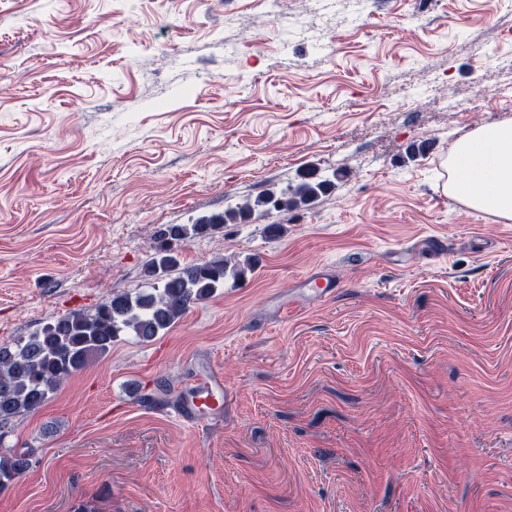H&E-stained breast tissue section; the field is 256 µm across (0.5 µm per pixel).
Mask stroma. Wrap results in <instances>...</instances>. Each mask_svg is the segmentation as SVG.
Instances as JSON below:
<instances>
[{"instance_id":"35a3bbf8","label":"stroma","mask_w":512,"mask_h":512,"mask_svg":"<svg viewBox=\"0 0 512 512\" xmlns=\"http://www.w3.org/2000/svg\"><path fill=\"white\" fill-rule=\"evenodd\" d=\"M352 10L0 0V345L144 287L168 225L330 183L180 244L256 268L16 418L0 512H512V221L442 183L512 122V0ZM204 369L223 413L181 420ZM30 459L25 452H8L0 455V489L21 477L29 468Z\"/></svg>"}]
</instances>
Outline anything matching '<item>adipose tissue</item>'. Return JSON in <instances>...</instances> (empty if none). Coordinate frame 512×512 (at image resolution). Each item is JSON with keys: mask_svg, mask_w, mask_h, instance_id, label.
Returning <instances> with one entry per match:
<instances>
[{"mask_svg": "<svg viewBox=\"0 0 512 512\" xmlns=\"http://www.w3.org/2000/svg\"><path fill=\"white\" fill-rule=\"evenodd\" d=\"M450 165L463 178L469 207L512 219V123L469 133L456 144Z\"/></svg>", "mask_w": 512, "mask_h": 512, "instance_id": "1", "label": "adipose tissue"}]
</instances>
